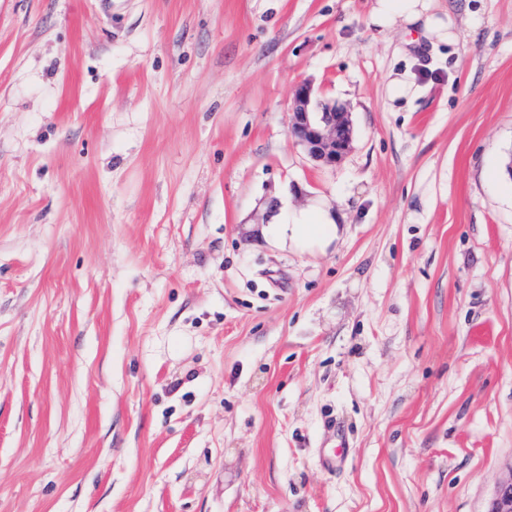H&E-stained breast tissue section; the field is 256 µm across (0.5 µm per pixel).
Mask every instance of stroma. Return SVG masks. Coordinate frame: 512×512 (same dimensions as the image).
<instances>
[{
	"label": "stroma",
	"instance_id": "35a3bbf8",
	"mask_svg": "<svg viewBox=\"0 0 512 512\" xmlns=\"http://www.w3.org/2000/svg\"><path fill=\"white\" fill-rule=\"evenodd\" d=\"M372 5L0 0V512H487L512 0H434L452 44ZM302 82L351 117L337 166L289 134ZM273 196L340 237L268 243ZM413 93V84L403 76L390 78L385 87L386 99L392 105L401 100L411 98Z\"/></svg>",
	"mask_w": 512,
	"mask_h": 512
}]
</instances>
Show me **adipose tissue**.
<instances>
[{
    "mask_svg": "<svg viewBox=\"0 0 512 512\" xmlns=\"http://www.w3.org/2000/svg\"><path fill=\"white\" fill-rule=\"evenodd\" d=\"M370 22L381 29L402 27L404 33L422 35L453 43L457 40L452 23L434 11L431 0H374ZM340 215L320 204L304 209H285L283 216L263 225L266 241L279 245H323L338 238Z\"/></svg>",
    "mask_w": 512,
    "mask_h": 512,
    "instance_id": "1",
    "label": "adipose tissue"
}]
</instances>
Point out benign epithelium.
I'll use <instances>...</instances> for the list:
<instances>
[{"mask_svg": "<svg viewBox=\"0 0 512 512\" xmlns=\"http://www.w3.org/2000/svg\"><path fill=\"white\" fill-rule=\"evenodd\" d=\"M289 131L323 166L340 163L351 149L353 128L348 113L321 99L309 83L295 87ZM487 512H512V471L497 483Z\"/></svg>", "mask_w": 512, "mask_h": 512, "instance_id": "7a95c632", "label": "benign epithelium"}]
</instances>
